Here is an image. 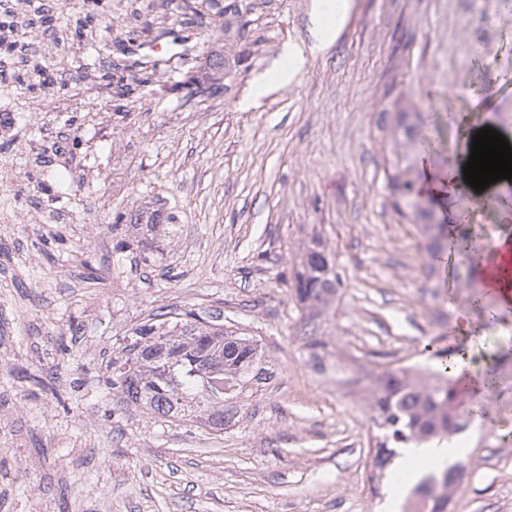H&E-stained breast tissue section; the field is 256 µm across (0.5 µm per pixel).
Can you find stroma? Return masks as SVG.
I'll list each match as a JSON object with an SVG mask.
<instances>
[{
	"instance_id": "stroma-1",
	"label": "stroma",
	"mask_w": 512,
	"mask_h": 512,
	"mask_svg": "<svg viewBox=\"0 0 512 512\" xmlns=\"http://www.w3.org/2000/svg\"><path fill=\"white\" fill-rule=\"evenodd\" d=\"M227 2L0 0V512H402L390 478L354 493L373 422L303 381L295 272L315 236L338 284L314 337L341 367H434L453 348L497 379L482 426L454 437L469 472L448 512H512V309L474 299L466 260L512 218L453 196L456 247L432 265L380 147L398 97L427 115L414 135L436 139L441 170L471 127L512 130V18L480 21L483 0H355L326 52L259 95L283 47L308 45L312 0ZM145 211L175 235L117 250ZM187 309L257 340L273 370L220 432L152 417L112 383L135 328Z\"/></svg>"
}]
</instances>
